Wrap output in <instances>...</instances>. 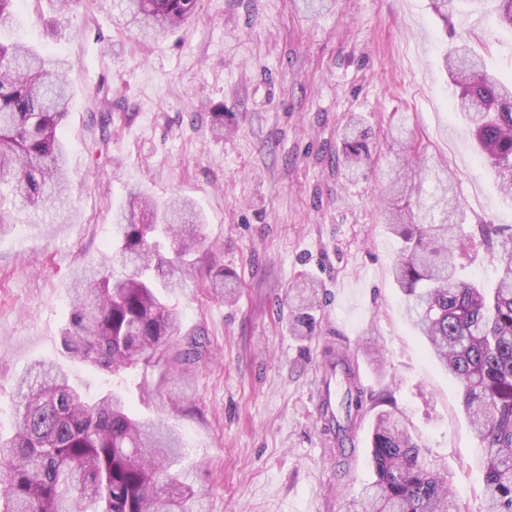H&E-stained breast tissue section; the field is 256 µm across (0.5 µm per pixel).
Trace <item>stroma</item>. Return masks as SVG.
<instances>
[{
	"mask_svg": "<svg viewBox=\"0 0 512 512\" xmlns=\"http://www.w3.org/2000/svg\"><path fill=\"white\" fill-rule=\"evenodd\" d=\"M429 2L200 0L187 24L144 40L93 0L60 30L48 0H22L14 37L71 62L75 103L62 129L67 205L22 211L0 235L1 433L14 378L56 361L85 392L120 386L137 418L173 426L207 512H345L375 478V416L341 474L314 408L330 346L367 394L392 391L425 456L447 466L458 512H485L476 437L405 315L382 208L392 164L420 151L448 169L467 223L512 227V199L452 110L442 65L464 40L511 83L512 31L491 0L445 22ZM355 116L371 160L352 177L337 155ZM134 187L193 199L204 220L169 299L179 339L206 345L181 379L162 366L114 375L61 347L71 284L111 251L112 213ZM220 270L234 300L211 287ZM304 280L323 305L300 338L289 289Z\"/></svg>",
	"mask_w": 512,
	"mask_h": 512,
	"instance_id": "35a3bbf8",
	"label": "stroma"
}]
</instances>
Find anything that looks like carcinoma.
I'll return each mask as SVG.
<instances>
[{
    "label": "carcinoma",
    "instance_id": "1",
    "mask_svg": "<svg viewBox=\"0 0 512 512\" xmlns=\"http://www.w3.org/2000/svg\"><path fill=\"white\" fill-rule=\"evenodd\" d=\"M17 2L0 0V31L13 26ZM198 8L199 0H112L114 21L143 34L179 28ZM494 10L512 29V0H494ZM70 65L21 42H0V195L8 188L26 207L64 204L61 126L73 106ZM444 67L479 157L512 197V85L465 44L446 53ZM367 138L359 121L343 131L341 162L352 175L369 161ZM432 175L440 194L408 188ZM449 192L450 178L422 154L392 169L385 213L400 242L392 275L411 324L459 386L483 448L488 512H512V232L477 225L503 275L492 288L461 279L456 241L465 231ZM115 219V250L71 287L62 346L72 361L116 375L154 363L175 368L181 379L203 344L195 337L174 342L177 317L166 295L177 285L174 268L188 264L201 235V215L188 200L158 203L133 190ZM166 241L178 245L170 260L161 254ZM296 297L291 330L299 336V327L315 321L320 300L304 286ZM323 357L343 374L346 418L364 414L365 391L352 362L331 348ZM14 415L15 433L0 435V512H205L194 484L170 473L182 455L179 435L162 421L137 420L119 390L90 397L62 367L40 361L17 381ZM372 465L376 481L347 512H457L447 467L426 459L391 411L375 418Z\"/></svg>",
    "mask_w": 512,
    "mask_h": 512
}]
</instances>
